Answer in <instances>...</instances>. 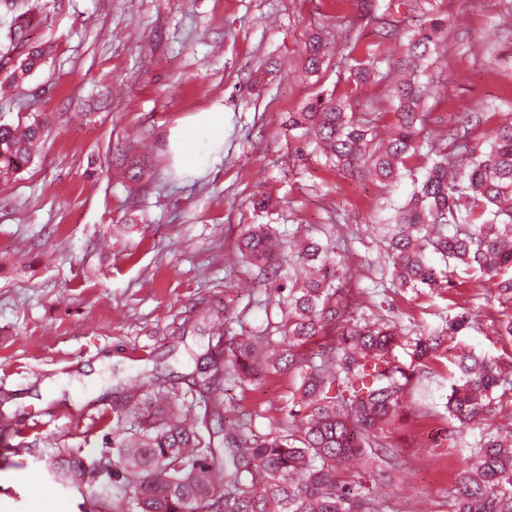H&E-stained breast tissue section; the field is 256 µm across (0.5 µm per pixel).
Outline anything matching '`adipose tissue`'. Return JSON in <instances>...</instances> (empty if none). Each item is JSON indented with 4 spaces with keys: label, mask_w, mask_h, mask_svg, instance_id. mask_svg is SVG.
<instances>
[{
    "label": "adipose tissue",
    "mask_w": 512,
    "mask_h": 512,
    "mask_svg": "<svg viewBox=\"0 0 512 512\" xmlns=\"http://www.w3.org/2000/svg\"><path fill=\"white\" fill-rule=\"evenodd\" d=\"M168 148L179 172L199 174L224 157V109L195 113L172 127Z\"/></svg>",
    "instance_id": "ef3b65f1"
}]
</instances>
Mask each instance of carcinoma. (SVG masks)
I'll return each mask as SVG.
<instances>
[{
    "mask_svg": "<svg viewBox=\"0 0 512 512\" xmlns=\"http://www.w3.org/2000/svg\"><path fill=\"white\" fill-rule=\"evenodd\" d=\"M371 21L390 39L397 30L391 6ZM31 18L14 17L8 39L22 53L0 55V72L17 88L38 69L45 51L29 45ZM445 19L431 17L401 44L395 55L381 43L341 56L346 81L361 86L387 83L392 103L391 136L376 140L368 102L350 93L320 94L288 126L301 131L325 162L349 176L365 172L383 185L399 182L411 164L430 163L409 200L394 208L384 240V274L400 291L450 288L457 270L474 271L477 286L495 288L501 310L497 333L512 343V118L489 148L475 151L472 129L485 113H465V125L443 135L424 132L423 103L429 63L440 54ZM325 46L314 33L302 50L305 70L319 72ZM49 118L25 125L0 123V183H8L32 162L34 147L48 132ZM287 243L267 224H249L238 250L273 276ZM436 254L441 264L429 262ZM299 270L315 269L275 288L281 319L267 335L232 336L216 317L224 354L198 367L206 391L188 405L175 393L145 382L128 392L116 413L112 438V484L96 480L78 452L53 461L61 481L82 490L92 512H384L386 500L368 482H390L397 453L386 441L402 415L413 383L433 374L444 358L457 378L446 409L448 448L462 467L448 489V512H512V422L485 429L504 396H512V366L472 350H451L448 341L478 323L480 312L458 306L454 317L434 330L406 337L410 362L390 359L399 322L366 313L340 280L332 251L310 239L296 253ZM293 375L299 396L275 431L261 433L244 418L224 427V383H258L270 374ZM468 433L478 434L472 444Z\"/></svg>",
    "mask_w": 512,
    "mask_h": 512,
    "instance_id": "1",
    "label": "carcinoma"
}]
</instances>
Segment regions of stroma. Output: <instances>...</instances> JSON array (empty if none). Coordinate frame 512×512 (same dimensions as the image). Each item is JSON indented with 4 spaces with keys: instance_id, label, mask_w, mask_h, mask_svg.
<instances>
[{
    "instance_id": "stroma-1",
    "label": "stroma",
    "mask_w": 512,
    "mask_h": 512,
    "mask_svg": "<svg viewBox=\"0 0 512 512\" xmlns=\"http://www.w3.org/2000/svg\"><path fill=\"white\" fill-rule=\"evenodd\" d=\"M388 0H15L0 22L31 11V43L48 47L24 90L0 85V122L45 115L50 131L31 167L0 186V439L22 447L0 459V512H85L77 490L53 480L59 449L80 450L88 467L112 459L115 413L143 379L187 389L216 343L215 311L234 334L279 320L270 278L239 254L242 225L268 224L277 236L343 237L337 250L347 288L372 287L382 271L379 226L387 202H404L412 177L392 189L373 176L323 165L285 120L312 96L343 85L336 63L354 24ZM447 19V50L432 69L444 98L436 130L455 129L476 103L495 116L476 127L487 145L512 114V14L501 0H403V32L430 16ZM323 32L320 75L303 78L307 35ZM278 72L255 84L268 58ZM224 109V158L195 177L177 174L166 135L176 121ZM147 169L136 184L113 176L119 155ZM270 196L268 211L253 195ZM470 288L387 292L405 327L453 316ZM461 343L512 357L495 332L498 304ZM291 374L266 377L226 398L274 430L293 406ZM447 375L415 384L411 411L390 440L399 451L386 512H448L459 457L433 445L448 428Z\"/></svg>"
}]
</instances>
